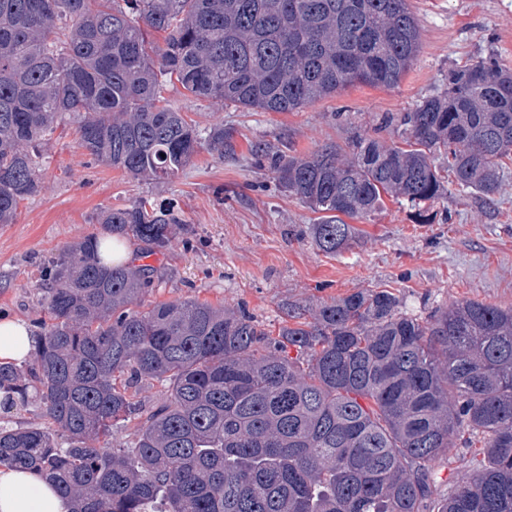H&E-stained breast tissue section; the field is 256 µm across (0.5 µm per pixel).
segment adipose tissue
I'll return each mask as SVG.
<instances>
[{
	"label": "adipose tissue",
	"mask_w": 512,
	"mask_h": 512,
	"mask_svg": "<svg viewBox=\"0 0 512 512\" xmlns=\"http://www.w3.org/2000/svg\"><path fill=\"white\" fill-rule=\"evenodd\" d=\"M34 340L24 321L0 316V362L28 360ZM0 512H71V503L36 470L0 466Z\"/></svg>",
	"instance_id": "1"
}]
</instances>
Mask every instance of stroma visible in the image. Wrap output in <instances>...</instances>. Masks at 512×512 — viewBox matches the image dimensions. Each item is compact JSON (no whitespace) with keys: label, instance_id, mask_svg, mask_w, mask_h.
<instances>
[{"label":"stroma","instance_id":"stroma-1","mask_svg":"<svg viewBox=\"0 0 512 512\" xmlns=\"http://www.w3.org/2000/svg\"><path fill=\"white\" fill-rule=\"evenodd\" d=\"M421 32L411 69L392 87L356 85L297 112L217 106L168 87L164 96L200 127L220 122L233 152L200 151L178 177L133 179L95 162L78 147L66 117L40 150L43 187L21 202L14 223L0 224V314L33 322L42 310L47 260L98 231L107 208L141 199L173 207L182 227L170 249L149 257L163 276L149 301L195 299L246 308L278 331L287 304L313 305L362 288H388L419 318L462 300L512 306V160L484 199L458 189L428 205L419 222L407 203L386 199L381 211L354 220L355 238L333 254L307 235L317 218L289 194L255 146L305 156L327 144L350 149L379 136L380 115L408 112L444 87L451 69L493 55L512 68V0H408Z\"/></svg>","mask_w":512,"mask_h":512}]
</instances>
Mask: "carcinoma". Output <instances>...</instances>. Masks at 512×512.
Listing matches in <instances>:
<instances>
[{"label": "carcinoma", "mask_w": 512, "mask_h": 512, "mask_svg": "<svg viewBox=\"0 0 512 512\" xmlns=\"http://www.w3.org/2000/svg\"><path fill=\"white\" fill-rule=\"evenodd\" d=\"M163 46L147 41V31ZM421 47L408 0H0V224L41 187L37 147L67 114L94 161L171 180L202 147L233 150L162 96L295 112L356 84L394 86ZM353 157L261 149L334 253L383 196L413 207L455 184L497 192L512 155V71L481 59L412 112L386 114ZM448 161L453 180L436 160ZM148 255L176 216L147 200L96 218ZM89 233L49 263L33 358L0 363V395L34 392L44 423L0 426V465L57 483L72 512H512V307L455 302L422 320L388 290L311 309L278 333L242 307L138 309L150 265L108 261ZM156 381L151 401L142 387ZM132 426L125 440L114 428ZM482 437L470 475L436 463Z\"/></svg>", "instance_id": "carcinoma-1"}]
</instances>
